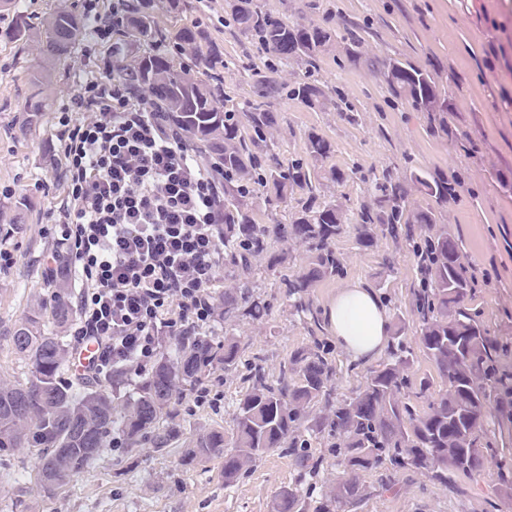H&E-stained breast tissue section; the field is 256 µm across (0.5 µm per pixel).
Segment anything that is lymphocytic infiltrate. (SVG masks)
<instances>
[{"label":"lymphocytic infiltrate","mask_w":512,"mask_h":512,"mask_svg":"<svg viewBox=\"0 0 512 512\" xmlns=\"http://www.w3.org/2000/svg\"><path fill=\"white\" fill-rule=\"evenodd\" d=\"M93 41L128 26L126 0L85 12ZM58 123L68 201L48 216L83 289L77 342H94L93 377L146 375L174 340L207 336L222 317L224 175L182 138L167 112L114 67L70 96Z\"/></svg>","instance_id":"lymphocytic-infiltrate-1"}]
</instances>
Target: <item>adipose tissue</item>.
Returning a JSON list of instances; mask_svg holds the SVG:
<instances>
[{"label":"adipose tissue","mask_w":512,"mask_h":512,"mask_svg":"<svg viewBox=\"0 0 512 512\" xmlns=\"http://www.w3.org/2000/svg\"><path fill=\"white\" fill-rule=\"evenodd\" d=\"M324 319L352 361L365 363L386 348L390 324L386 307L371 288L350 283L338 288L324 307Z\"/></svg>","instance_id":"obj_1"}]
</instances>
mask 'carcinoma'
I'll return each mask as SVG.
<instances>
[{"instance_id":"obj_1","label":"carcinoma","mask_w":512,"mask_h":512,"mask_svg":"<svg viewBox=\"0 0 512 512\" xmlns=\"http://www.w3.org/2000/svg\"><path fill=\"white\" fill-rule=\"evenodd\" d=\"M233 21L234 33L273 57L266 72L256 74L257 98L245 101L237 112L224 110L226 64L198 27L166 33L138 5L131 11L126 34L132 44L148 51L122 58V70L147 88L151 101L161 103L182 137L224 172V252L231 260L229 275L242 281V287L224 291V316L255 317L265 311L264 302L250 291L249 277L260 257L272 268L282 263L281 255L271 251L274 239H290L307 248L306 266L281 279L295 312L307 316L309 288L341 272L334 244L344 225H354L359 244L371 247L379 227L395 236L401 224H423L425 235L411 244L421 277L415 309L420 340L448 381V391L422 414L402 402L398 392L406 356L399 344L391 361L369 372L355 397L328 405L324 420L307 427L308 409L325 398L331 377L317 342L293 357L296 382L285 377L274 384L259 366L242 374L247 392L236 403L231 438H224L222 428L199 434L192 441V456L224 457V484L229 486L257 459L278 450L300 451L307 447L304 432L320 433L328 426L345 438L339 455L346 477L320 498L314 512H342L361 497L354 475L386 461L399 469L424 470L450 490L459 489L462 478H481L490 451L512 471V355L467 307L476 281L468 274L458 242L440 223L461 182L416 171L403 179L388 176L371 187L369 201L347 214L319 190L317 164L332 152L326 139L311 132L304 154L289 159L286 166L280 162L273 136L279 117L270 100L284 95L312 103L323 98L350 109L341 90L329 95L318 86L315 73L320 56L338 40L351 47L345 62L358 64L360 37L354 31L341 37L326 24L274 17L254 0H241ZM84 36L83 20L61 3L42 24L39 50L61 62ZM291 62L305 72L281 85L275 78L278 66ZM378 71L394 98L445 126L449 106L431 75L398 58L382 60ZM198 72L206 80L199 79ZM256 185L280 201L300 196L301 208L287 224L254 223L250 197ZM413 187L433 198L437 209L412 211L408 198ZM68 295V278L62 277L52 307L55 333L45 334L35 316L14 328L13 349L28 360L30 374L23 384H0V449H41L40 482L47 496L100 456L116 426L132 448L146 439L157 448L166 447L171 433L159 432L157 424L174 399L176 384L195 382L218 365L235 372L240 361L239 343L232 338H224L221 348L204 337L181 339L173 344L172 356L155 367L119 411L112 392L97 380L63 377L67 344L60 333L73 318ZM306 499L300 481L279 492L274 512H307Z\"/></svg>"}]
</instances>
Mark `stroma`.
Listing matches in <instances>:
<instances>
[{
  "instance_id": "1",
  "label": "stroma",
  "mask_w": 512,
  "mask_h": 512,
  "mask_svg": "<svg viewBox=\"0 0 512 512\" xmlns=\"http://www.w3.org/2000/svg\"><path fill=\"white\" fill-rule=\"evenodd\" d=\"M275 16L303 22L357 25L364 38L365 58L359 65L341 66V55L325 53L318 82L340 87L352 113L334 106L310 107L298 101L273 104L279 114L275 139L280 160L304 150L309 132L332 145L326 164L356 169L373 178L404 177L414 169L460 178L455 203L443 214L458 241L463 261L479 283L472 301L477 318L492 335L512 341V0H256ZM57 0H19L18 15L0 14V212L23 211L0 247L16 257L13 267L0 269V381L24 382L29 366L13 350L16 324L39 314L45 332H53L50 315L55 288L46 274V260L55 249L48 211L62 210L67 187L61 178L59 110L80 83L100 73L112 58V46L83 40L67 61L55 65L51 82L39 88L31 76L43 64L35 40L14 41L7 35L16 17L40 22ZM149 11L165 28L205 29L229 68L224 72V106L237 109L251 98V69L263 68L261 49L233 37V0H212L209 8L173 12L169 0H150ZM396 57L433 74L439 92L452 108L450 131L429 132L424 113L394 103L375 65ZM49 105L28 134L18 126L35 95ZM342 261L336 278L317 281L309 299L313 319L296 314L280 286L282 274L306 263L305 246L276 241L272 249L284 255L277 267L258 259L254 292L267 309L257 319L233 317L218 324L210 337L220 346L233 335L243 363H258L270 379H278L289 359L301 349L321 343L328 350L332 378L329 398L354 397L370 367L351 362L330 335L323 318L329 299L349 282L373 288L388 311L391 329L400 330L408 364L400 391L417 412L444 392L445 385L419 339V320L411 305L419 286L416 265L405 240L378 232L373 247L363 248L354 232L335 241ZM185 398L170 405L159 427L171 430L168 447L146 443L136 448L107 446L94 463L59 489L45 496L38 473L36 448L0 452V512H273L275 495L298 482L304 470L295 456L281 451L265 455L232 485L224 483V461L192 457L189 445L212 428L233 429L235 404L244 392L234 373L221 376V400L196 406L189 385L179 387ZM330 437L310 436L308 453L322 465L312 483L322 495L343 476ZM365 498L352 512H512L498 491V465L488 459L479 481L463 480L452 493L427 472L393 470L390 465L361 471Z\"/></svg>"
}]
</instances>
